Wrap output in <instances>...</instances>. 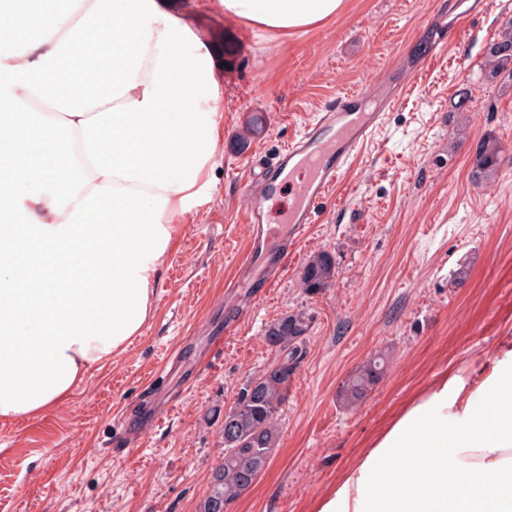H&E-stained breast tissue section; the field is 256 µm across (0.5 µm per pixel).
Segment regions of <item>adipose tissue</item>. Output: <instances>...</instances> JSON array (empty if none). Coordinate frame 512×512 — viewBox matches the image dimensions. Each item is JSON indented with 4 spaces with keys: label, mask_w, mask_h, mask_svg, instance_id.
<instances>
[{
    "label": "adipose tissue",
    "mask_w": 512,
    "mask_h": 512,
    "mask_svg": "<svg viewBox=\"0 0 512 512\" xmlns=\"http://www.w3.org/2000/svg\"><path fill=\"white\" fill-rule=\"evenodd\" d=\"M21 2L26 36L0 45V147L32 145L0 175L5 423L58 406L140 333L221 131L212 53L164 0ZM221 4L285 35L344 0ZM315 512H512V350L406 408Z\"/></svg>",
    "instance_id": "ef3b65f1"
}]
</instances>
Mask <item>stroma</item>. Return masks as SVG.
Masks as SVG:
<instances>
[{"instance_id":"stroma-1","label":"stroma","mask_w":512,"mask_h":512,"mask_svg":"<svg viewBox=\"0 0 512 512\" xmlns=\"http://www.w3.org/2000/svg\"><path fill=\"white\" fill-rule=\"evenodd\" d=\"M434 41L451 0H345L323 26L281 37L220 0H167L213 53L222 136L209 197L184 215L155 309L125 352L87 372L64 403L0 422V512H196L223 450L224 412L275 356L264 339L291 312L310 318L305 354L267 468L229 512H314L411 404L453 369L512 339V74L488 79L487 43L512 0H486ZM384 77L403 92L324 204L288 271L224 335L220 307L248 251L242 197L251 156L274 157L341 92ZM494 136L498 170L476 186L475 146ZM337 277L316 294V252ZM464 280H456L459 267ZM389 367L355 408L338 399L375 354ZM336 275V267L330 253L322 251L311 256L301 273V286L309 293L328 288Z\"/></svg>"}]
</instances>
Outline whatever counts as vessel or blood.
Masks as SVG:
<instances>
[{
  "label": "vessel or blood",
  "instance_id": "obj_1",
  "mask_svg": "<svg viewBox=\"0 0 512 512\" xmlns=\"http://www.w3.org/2000/svg\"><path fill=\"white\" fill-rule=\"evenodd\" d=\"M399 98L388 81L343 92L299 137L254 171L243 198L250 215L246 280L274 285L293 247L315 223L351 160L372 139L385 108Z\"/></svg>",
  "mask_w": 512,
  "mask_h": 512
}]
</instances>
